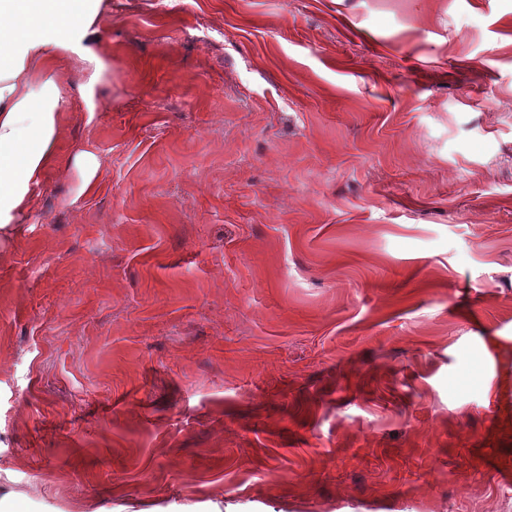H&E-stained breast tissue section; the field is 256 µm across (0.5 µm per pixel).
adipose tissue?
Masks as SVG:
<instances>
[{
  "label": "adipose tissue",
  "instance_id": "adipose-tissue-1",
  "mask_svg": "<svg viewBox=\"0 0 512 512\" xmlns=\"http://www.w3.org/2000/svg\"><path fill=\"white\" fill-rule=\"evenodd\" d=\"M100 0H0V231L16 224L55 161L65 99L52 53L95 59Z\"/></svg>",
  "mask_w": 512,
  "mask_h": 512
}]
</instances>
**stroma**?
<instances>
[{
    "instance_id": "35a3bbf8",
    "label": "stroma",
    "mask_w": 512,
    "mask_h": 512,
    "mask_svg": "<svg viewBox=\"0 0 512 512\" xmlns=\"http://www.w3.org/2000/svg\"><path fill=\"white\" fill-rule=\"evenodd\" d=\"M97 26L0 233V500L512 512V0H101ZM72 163L82 177V190L91 191L95 187L94 177L98 168L95 156L89 152L80 151L74 154Z\"/></svg>"
}]
</instances>
